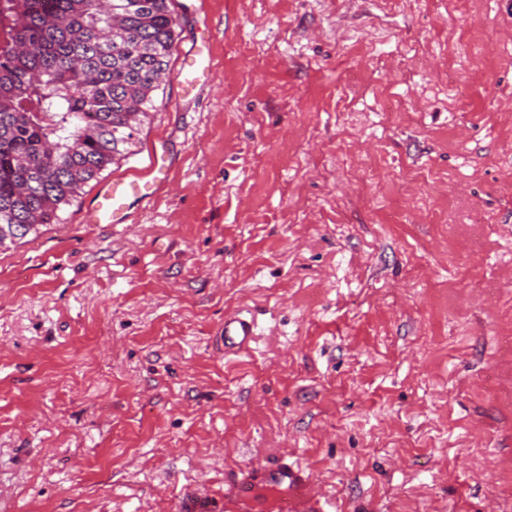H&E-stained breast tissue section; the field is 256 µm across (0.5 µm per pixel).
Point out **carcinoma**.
Returning a JSON list of instances; mask_svg holds the SVG:
<instances>
[{
    "label": "carcinoma",
    "mask_w": 512,
    "mask_h": 512,
    "mask_svg": "<svg viewBox=\"0 0 512 512\" xmlns=\"http://www.w3.org/2000/svg\"><path fill=\"white\" fill-rule=\"evenodd\" d=\"M176 39L171 0H0V246L128 157Z\"/></svg>",
    "instance_id": "1"
}]
</instances>
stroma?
Masks as SVG:
<instances>
[{
    "instance_id": "1",
    "label": "stroma",
    "mask_w": 512,
    "mask_h": 512,
    "mask_svg": "<svg viewBox=\"0 0 512 512\" xmlns=\"http://www.w3.org/2000/svg\"><path fill=\"white\" fill-rule=\"evenodd\" d=\"M196 6L132 154L0 248V512H176L282 459L335 512H512V0ZM200 69L202 76H209L213 71L212 58L209 52L207 56L204 57L202 49L195 47L184 60L182 74L192 75ZM162 179L154 176L146 182H109L102 186L88 213V224H124L128 218L129 200L149 202ZM255 326L251 319L238 315L224 319L216 341L225 351H236L247 347L254 339ZM213 499L196 490H189L180 500L181 512H211L214 509Z\"/></svg>"
}]
</instances>
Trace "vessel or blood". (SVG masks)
I'll list each match as a JSON object with an SVG mask.
<instances>
[{
  "label": "vessel or blood",
  "mask_w": 512,
  "mask_h": 512,
  "mask_svg": "<svg viewBox=\"0 0 512 512\" xmlns=\"http://www.w3.org/2000/svg\"><path fill=\"white\" fill-rule=\"evenodd\" d=\"M160 184L146 182H110L102 186L88 213L92 224H123L128 218L130 200L149 201ZM251 319L238 315L226 318L216 337L224 351L247 347L254 339ZM266 482L265 492H258L249 473L237 477L224 493V512H256L260 499H268L271 512H331L324 493L316 489L308 475L296 463L281 461L258 465ZM256 472V473H257ZM213 500L196 490L186 492L179 503L180 512H212Z\"/></svg>",
  "instance_id": "b4317fda"
}]
</instances>
